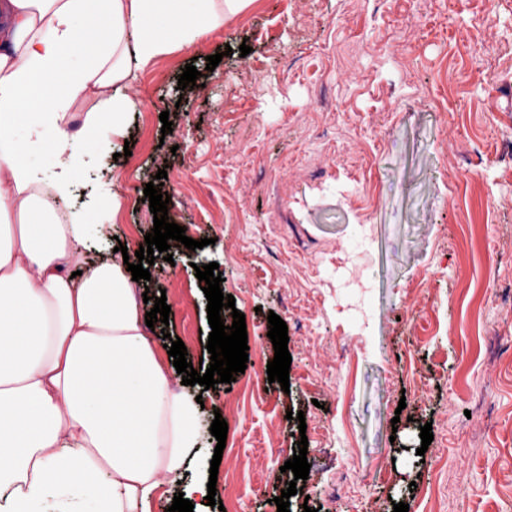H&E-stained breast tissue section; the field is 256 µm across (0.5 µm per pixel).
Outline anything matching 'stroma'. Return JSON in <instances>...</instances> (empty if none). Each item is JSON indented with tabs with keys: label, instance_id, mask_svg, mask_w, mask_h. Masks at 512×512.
Listing matches in <instances>:
<instances>
[{
	"label": "stroma",
	"instance_id": "obj_1",
	"mask_svg": "<svg viewBox=\"0 0 512 512\" xmlns=\"http://www.w3.org/2000/svg\"><path fill=\"white\" fill-rule=\"evenodd\" d=\"M510 73L512 0H252L135 69L121 136L100 114L68 201L87 213L85 263L144 245L161 168L170 221L205 242H172L135 284L171 307L147 337L174 390L165 336L192 363L209 356L196 266L218 263L245 315L246 371L190 388L204 409L186 480L212 476L211 423L239 405L214 475L234 497L210 512H277L303 438L315 474L290 512H512ZM114 193L119 208H102ZM272 313L288 327L286 391L268 380Z\"/></svg>",
	"mask_w": 512,
	"mask_h": 512
}]
</instances>
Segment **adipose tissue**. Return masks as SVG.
Returning <instances> with one entry per match:
<instances>
[{"label": "adipose tissue", "mask_w": 512, "mask_h": 512, "mask_svg": "<svg viewBox=\"0 0 512 512\" xmlns=\"http://www.w3.org/2000/svg\"><path fill=\"white\" fill-rule=\"evenodd\" d=\"M0 0V512H134L178 480L199 440L200 406L173 391L141 322L123 260L81 280L83 214L59 221L96 126L71 131L75 99L134 106L133 66L189 47L252 0ZM59 171L51 196L15 138L23 101Z\"/></svg>", "instance_id": "1"}]
</instances>
